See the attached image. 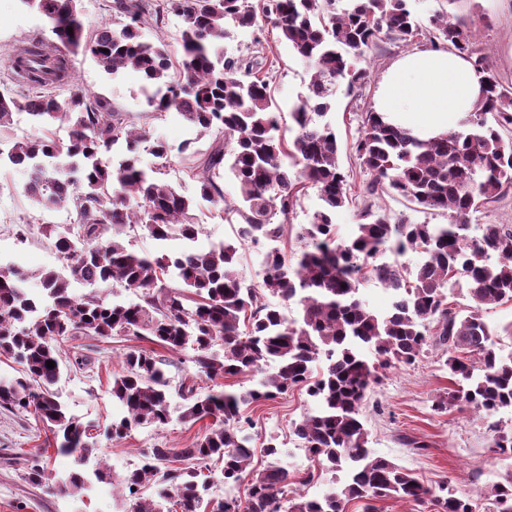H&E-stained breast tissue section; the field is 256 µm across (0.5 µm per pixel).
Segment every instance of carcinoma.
Wrapping results in <instances>:
<instances>
[{
  "label": "carcinoma",
  "instance_id": "cac0c4a2",
  "mask_svg": "<svg viewBox=\"0 0 512 512\" xmlns=\"http://www.w3.org/2000/svg\"><path fill=\"white\" fill-rule=\"evenodd\" d=\"M54 22L52 34L66 49L49 57L43 42L29 44L22 81L31 88L55 84L70 74L67 54L90 53L106 73L134 71L156 118L180 119L196 134L174 149L145 127H127L110 102L72 85L63 98L29 95L19 102L0 93V165L24 173L25 195L40 209L74 208L69 224H45L59 267L28 272L0 263V356L22 366L19 377L0 375V407L34 413L50 424L51 447L78 463L97 454L100 432L125 439L143 424L170 422L172 395L181 399V421L209 420L189 448L154 447L144 463L119 477L118 496L129 497L127 512H376L374 502L390 498L427 503L432 512H476L472 498L446 482L428 484L416 474L377 456L361 419L368 391L380 373L412 365L430 346L443 349L451 387L437 402L447 410L463 407L487 424L491 451L512 457V429L495 417L512 411V354L504 357L497 333L478 309L512 301V226L471 224L472 216L512 192V89L504 86L478 48L472 29L448 15L417 20L410 0H115L129 22L115 29L98 26L84 37L82 0H35ZM181 21L179 69L171 73L170 45L142 33V17ZM269 25L288 42L310 71L307 93L289 116L295 135L281 130L282 109L270 86L263 53L227 54L235 31L256 32ZM72 32H67V28ZM425 38L434 49L457 51L473 60L482 75L484 98L459 130L421 139L366 114L351 144L370 175L364 193L396 194L422 209L448 217L446 224H418L380 206H365L346 241L336 242V210L349 201L351 185L340 164V144L325 120L341 85L347 92L369 78L362 66L366 50L378 42ZM23 110L42 134H14ZM68 128V142L47 135L55 123ZM211 136L197 156L195 140ZM166 159L172 152L192 163L186 175L198 182L195 197L185 196L145 169L140 152ZM230 175L238 200L226 203L221 179ZM317 188L322 207L297 234L290 252L266 253V272L257 284L237 273L239 246L280 240L307 186ZM207 202L220 218L236 216V241L195 247L199 225L194 211ZM142 232L155 241L182 239L180 251L136 252L127 238ZM420 254L412 267L380 262L385 251ZM375 278L391 291L390 312L381 317L360 296V281ZM36 279L42 287L30 292ZM463 280L475 310L460 318L448 307L443 289ZM120 285L135 302L107 301L97 291L77 294L74 285ZM295 303L288 318L281 306ZM88 336H133L173 354L193 352L196 372L176 386L168 376L173 361L154 349L133 347L122 355L110 394L116 406L105 428L71 415L54 389L66 360L65 342ZM55 362L49 369L46 362ZM320 365L312 376L313 365ZM261 373L244 392L220 380ZM209 380L213 385L203 388ZM303 385L313 406L294 424L305 456L326 470L348 471L346 482L319 497L288 492L292 474L281 465L282 450L271 437L262 444L275 463L252 467L254 437L242 406L263 402ZM37 449L24 479L75 496L84 488L80 470L58 484L47 482ZM192 462L188 467L171 463ZM219 465L224 485L249 479L248 496L204 500ZM152 494L142 496L143 488ZM487 512H512V470L504 481L481 492Z\"/></svg>",
  "mask_w": 512,
  "mask_h": 512
}]
</instances>
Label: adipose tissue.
Masks as SVG:
<instances>
[{"label": "adipose tissue", "instance_id": "ef3b65f1", "mask_svg": "<svg viewBox=\"0 0 512 512\" xmlns=\"http://www.w3.org/2000/svg\"><path fill=\"white\" fill-rule=\"evenodd\" d=\"M482 97L481 77L464 55L423 50L390 67L380 83L375 109L429 138L458 126Z\"/></svg>", "mask_w": 512, "mask_h": 512}]
</instances>
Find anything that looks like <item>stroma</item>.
<instances>
[{"instance_id": "35a3bbf8", "label": "stroma", "mask_w": 512, "mask_h": 512, "mask_svg": "<svg viewBox=\"0 0 512 512\" xmlns=\"http://www.w3.org/2000/svg\"><path fill=\"white\" fill-rule=\"evenodd\" d=\"M421 21L437 12L458 17L477 34V44L493 65L501 81L512 86V0H412ZM55 43L56 38L44 18L34 12L19 11L15 0H0V93L24 99L28 87L19 83L11 70L14 49L29 41ZM276 66L271 74L274 96L283 110H290L304 95L309 83L305 65L282 41L277 30L268 28L261 35ZM428 41L410 43L384 40L367 52L370 77L367 84L349 94L338 91L328 114L340 143V163L350 175L353 199L337 210L334 222L339 240H347L359 222L365 204L361 189L368 174L360 168L351 151L366 112L372 111L379 84L386 71L406 54L429 49ZM74 79L88 93L108 100L122 112L129 124L153 129L156 136L171 146L190 139L191 133L178 120H157L142 94V81L134 72L119 77L107 75L90 54L72 58ZM24 178L9 167H0V260L17 262L28 270L56 265V255L42 232V223L68 221L66 210L39 211L26 197ZM136 340L115 336L102 343V358L90 369L65 368L56 386L62 400L81 420L108 425L112 420V377L121 368V357ZM441 350L429 349L418 362L384 372L379 384L369 392L362 409L369 431V446L376 455L411 470L426 482H448L461 492L478 495L501 481L512 462L490 452L489 436L481 418L469 411L452 408L443 412L434 408L439 395L450 381L442 367ZM311 406L305 390L296 388L265 402L245 406L243 414L254 424L259 439L276 437L283 443L296 479L312 478L314 487L328 490L332 475L312 471L302 450L295 446L291 432ZM205 423L192 425L171 421L163 428L146 424L123 440L100 439L99 454L116 474L140 466L141 452L155 446L189 447L204 432ZM51 433L36 415L10 412L0 408V512H121V501L103 498L98 487H91L82 501L52 494L23 479L24 453L45 447Z\"/></svg>"}]
</instances>
